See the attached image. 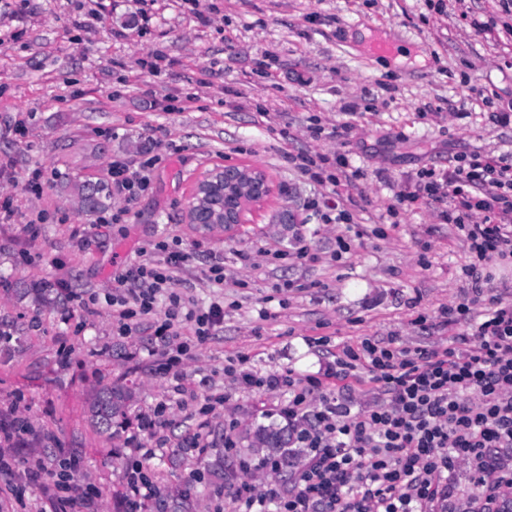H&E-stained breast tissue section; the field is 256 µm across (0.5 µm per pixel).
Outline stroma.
<instances>
[{
  "instance_id": "1",
  "label": "stroma",
  "mask_w": 512,
  "mask_h": 512,
  "mask_svg": "<svg viewBox=\"0 0 512 512\" xmlns=\"http://www.w3.org/2000/svg\"><path fill=\"white\" fill-rule=\"evenodd\" d=\"M494 12L493 0H0V160L15 175L0 195L13 196L20 218L51 213L33 241L20 223L0 224V423L22 428L0 469V512H43V485L25 472L42 466L52 485L64 461L79 470L72 496L94 486L99 512H117L137 454L90 425L88 399L102 384L135 394L129 431L158 450L145 469L153 488L188 492L194 512H231V488L208 463L220 451L234 465L258 462L253 434L288 392L240 388L224 372L230 362L302 377L366 338L452 341L455 328L433 321L461 294L467 246L431 206L389 208L420 170L474 151L512 156V125L488 119L512 106V45L475 35L468 19ZM343 123L352 130L336 138ZM148 149L159 157L151 188L124 221L101 225L77 210L64 176L102 181L112 160ZM301 152L346 156L359 192L349 222L323 223L312 209L347 186L303 175L290 161ZM224 164L263 170L274 192L241 224L197 230L185 221L196 182ZM37 167L52 177L39 196L25 188ZM284 209L293 223L279 222ZM340 235L349 251L334 262ZM175 238L192 258L174 291L203 308L222 301L224 321L163 374L171 345L150 321L122 336L109 306L89 316L75 298L115 293L145 242ZM304 245L316 261L295 258ZM215 255L220 285L208 279ZM43 281L66 284L60 302L27 295ZM222 393L226 403L201 414ZM161 402L170 414L154 438L139 425ZM196 437L207 454L190 449Z\"/></svg>"
}]
</instances>
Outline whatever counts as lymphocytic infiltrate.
Segmentation results:
<instances>
[{
  "label": "lymphocytic infiltrate",
  "mask_w": 512,
  "mask_h": 512,
  "mask_svg": "<svg viewBox=\"0 0 512 512\" xmlns=\"http://www.w3.org/2000/svg\"><path fill=\"white\" fill-rule=\"evenodd\" d=\"M156 162L153 155L113 160V197L128 203L148 191ZM421 200L438 205V219L455 227L472 255L460 299L440 310L444 325L463 328L457 345L412 348L395 337L366 338L343 347L327 370L302 378L291 370L236 372L247 387L287 388L280 414L307 455L290 485H238L234 512H266L270 503L275 512H433L436 501L456 494L462 467L482 491V512L512 493V468L491 455L512 448V301L486 272L493 262L512 264V159L474 154L451 169L418 173L395 194L400 206ZM159 252L164 261H155ZM141 255L122 276L124 293L111 300L121 334L154 313L165 288L169 304L157 336L170 338L190 324L202 338L222 323L219 303L201 310L170 289L171 269L189 262V252L160 240ZM364 369L376 391L370 400L358 387Z\"/></svg>",
  "instance_id": "f902f5d3"
}]
</instances>
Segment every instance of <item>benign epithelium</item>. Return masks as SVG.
<instances>
[{
    "instance_id": "benign-epithelium-1",
    "label": "benign epithelium",
    "mask_w": 512,
    "mask_h": 512,
    "mask_svg": "<svg viewBox=\"0 0 512 512\" xmlns=\"http://www.w3.org/2000/svg\"><path fill=\"white\" fill-rule=\"evenodd\" d=\"M217 190L235 191L236 205L219 217L209 218L206 212L207 201ZM271 191L272 186L266 174L258 169L237 165L211 169L196 184L194 195L187 207L186 221L203 230L221 225L230 229L241 223L243 212L248 206L262 201Z\"/></svg>"
}]
</instances>
